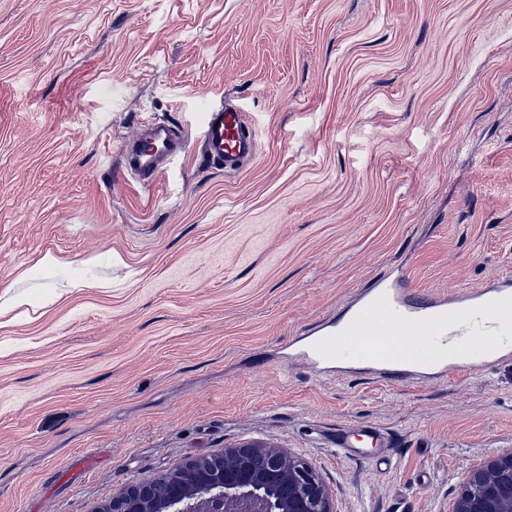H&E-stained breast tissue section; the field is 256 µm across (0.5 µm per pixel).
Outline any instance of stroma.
Here are the masks:
<instances>
[{
    "label": "stroma",
    "mask_w": 512,
    "mask_h": 512,
    "mask_svg": "<svg viewBox=\"0 0 512 512\" xmlns=\"http://www.w3.org/2000/svg\"><path fill=\"white\" fill-rule=\"evenodd\" d=\"M234 104L258 157L203 152ZM186 141L124 173L145 123ZM53 266L41 267L42 257ZM512 277V0H0V512H100L261 441L337 512H448L512 451V358L319 376L288 341L372 282ZM388 434L387 463L337 430Z\"/></svg>",
    "instance_id": "35a3bbf8"
}]
</instances>
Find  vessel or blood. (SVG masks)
<instances>
[{
	"instance_id": "vessel-or-blood-1",
	"label": "vessel or blood",
	"mask_w": 512,
	"mask_h": 512,
	"mask_svg": "<svg viewBox=\"0 0 512 512\" xmlns=\"http://www.w3.org/2000/svg\"><path fill=\"white\" fill-rule=\"evenodd\" d=\"M183 148L168 122L152 123L127 144V167L154 182L165 159ZM256 152V135L243 112L232 106L207 111L209 161L227 168ZM366 340L384 344V351L367 353ZM296 356L316 373L361 366L379 377L417 382L486 367L512 357V279L420 304L395 284L379 282L360 294L344 325H323L299 337Z\"/></svg>"
}]
</instances>
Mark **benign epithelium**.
<instances>
[{
	"label": "benign epithelium",
	"mask_w": 512,
	"mask_h": 512,
	"mask_svg": "<svg viewBox=\"0 0 512 512\" xmlns=\"http://www.w3.org/2000/svg\"><path fill=\"white\" fill-rule=\"evenodd\" d=\"M222 457L224 468L201 492L175 478L168 495L157 498L152 481H142L113 497L104 512H336L319 474L281 448L245 443L224 449ZM449 512H512V452L469 471Z\"/></svg>",
	"instance_id": "1"
}]
</instances>
